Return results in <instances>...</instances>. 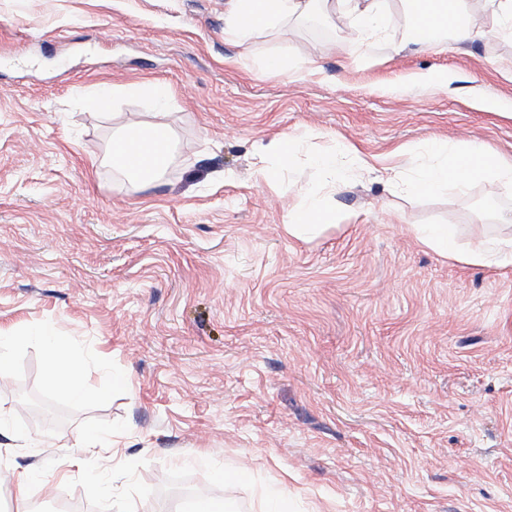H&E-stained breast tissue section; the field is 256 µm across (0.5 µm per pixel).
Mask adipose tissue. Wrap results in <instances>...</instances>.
Returning <instances> with one entry per match:
<instances>
[{"mask_svg": "<svg viewBox=\"0 0 512 512\" xmlns=\"http://www.w3.org/2000/svg\"><path fill=\"white\" fill-rule=\"evenodd\" d=\"M402 16L409 42L424 51L453 43L465 45L484 31L482 17L471 15L462 7V0H401ZM388 0H229L224 13V38L234 43L242 56L253 53L261 35L273 37V50L257 62L260 74L301 79L315 73L329 46L297 51L288 41L290 25L314 16L325 19L343 13L349 19L350 40L361 43L379 35L388 17ZM152 99L155 110L150 120H127L114 139L109 162L131 183L147 186L169 168L174 151L173 129L168 112L171 92L167 85L128 83L100 90L98 100L107 103L109 96ZM310 135L283 137L273 141L266 156L260 157L258 172L269 182L279 180L281 171L296 153L309 151ZM311 163L331 177L329 193L312 190L307 205L289 211L288 231L303 237L317 228L337 223L336 209L328 202L330 193L338 192L347 174L336 166L333 152L311 153ZM497 178L512 183V165L498 163L492 149L484 143L470 145L459 152L451 141L430 140L408 188L416 194H431L448 185H465L482 178ZM417 240L440 255L479 266L512 265V237L489 238L475 231L472 242L460 244L458 230L452 224H423L414 230ZM39 339L48 360L46 381L54 391L80 401L92 396L86 381L84 360L76 352L73 339L58 335L52 328H33L21 334L0 336V374L4 373L14 351L29 341Z\"/></svg>", "mask_w": 512, "mask_h": 512, "instance_id": "adipose-tissue-1", "label": "adipose tissue"}]
</instances>
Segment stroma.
Segmentation results:
<instances>
[{"label": "stroma", "instance_id": "35a3bbf8", "mask_svg": "<svg viewBox=\"0 0 512 512\" xmlns=\"http://www.w3.org/2000/svg\"><path fill=\"white\" fill-rule=\"evenodd\" d=\"M225 0H0V333L34 325L75 338L89 385L46 384L27 342L0 378V407L32 439L0 456V512L35 470L88 512L124 488L138 512H179L184 490L259 512H512V267L422 246L414 224L512 236V184L408 191L415 158L445 137L512 164V39L497 26L461 48L419 52L389 26L328 54L301 81L259 75L224 39ZM448 81L416 85V73ZM167 84L179 141L137 192L104 162L150 98L100 107L103 85ZM312 130L349 145L338 225L285 224L326 183L308 153L276 183L258 146ZM393 167L388 187L353 156ZM114 431L113 457L80 448ZM247 467L224 485L216 469Z\"/></svg>", "mask_w": 512, "mask_h": 512}]
</instances>
